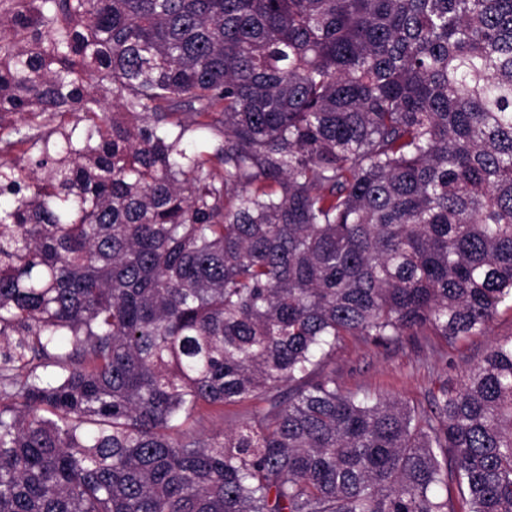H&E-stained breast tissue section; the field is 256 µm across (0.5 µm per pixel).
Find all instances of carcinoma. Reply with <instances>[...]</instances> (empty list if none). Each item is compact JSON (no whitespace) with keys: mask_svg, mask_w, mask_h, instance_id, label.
<instances>
[{"mask_svg":"<svg viewBox=\"0 0 512 512\" xmlns=\"http://www.w3.org/2000/svg\"><path fill=\"white\" fill-rule=\"evenodd\" d=\"M20 112L85 130L0 164V512H512V338L326 370L512 298V0H0ZM512 337V301L501 303L490 330L453 346L436 336H415L402 344L375 345L345 336L328 367L345 390L371 397L424 402L428 392L456 383L486 353L492 342ZM244 407L241 406H226L224 407V419H222L219 411H213L210 417L204 421V432L207 434H217L233 424L235 417L244 412Z\"/></svg>","mask_w":512,"mask_h":512,"instance_id":"carcinoma-1","label":"carcinoma"}]
</instances>
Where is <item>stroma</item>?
Returning <instances> with one entry per match:
<instances>
[{"label":"stroma","mask_w":512,"mask_h":512,"mask_svg":"<svg viewBox=\"0 0 512 512\" xmlns=\"http://www.w3.org/2000/svg\"><path fill=\"white\" fill-rule=\"evenodd\" d=\"M512 337V301L498 307L487 334L454 345L435 336H417L402 344L376 345L357 336L344 337L329 365L345 390L398 399L411 404L459 381L492 342Z\"/></svg>","instance_id":"1"}]
</instances>
